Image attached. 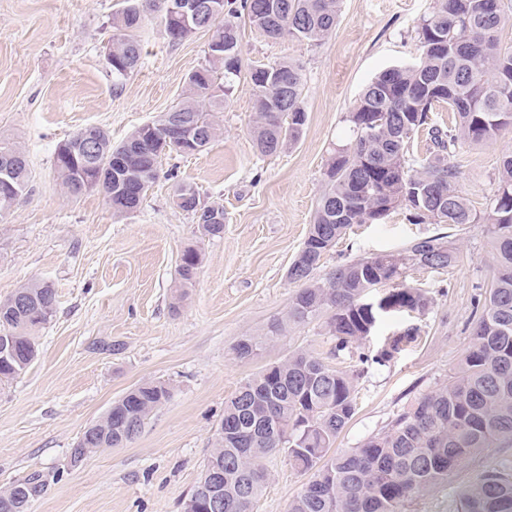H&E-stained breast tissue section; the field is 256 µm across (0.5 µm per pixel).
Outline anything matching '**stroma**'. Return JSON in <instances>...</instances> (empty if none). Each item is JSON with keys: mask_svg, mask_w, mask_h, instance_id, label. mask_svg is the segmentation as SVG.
Returning <instances> with one entry per match:
<instances>
[{"mask_svg": "<svg viewBox=\"0 0 512 512\" xmlns=\"http://www.w3.org/2000/svg\"><path fill=\"white\" fill-rule=\"evenodd\" d=\"M429 5L342 0L335 30L316 44L267 41L239 20L246 63L290 59L302 66L307 122L300 138L276 155L256 153L253 90L241 77L216 115L220 132L207 149L164 156L140 207L119 215L99 189L64 194L55 149L87 125L121 143L171 110L189 73L205 62L209 33L173 44L159 17L148 16L137 31L140 63L117 85L105 47L123 0H0V140L22 146L32 170L24 195L0 215V300L34 280L57 291L52 318L35 333L36 359L0 384V490L38 471L49 484L28 512H183L224 403L239 386L298 351L331 359L335 341L317 320L289 328L247 361L235 359L232 348L286 313L298 289L288 268L324 189L329 152L345 136V117L372 78L417 55V26ZM509 150L512 128L493 143L457 152L459 188L476 210L492 196L500 157ZM180 183L193 185L203 203L223 207V234L202 236L191 214L174 204ZM444 232L459 248L458 263L439 274L406 271L407 283L428 289L433 299L418 321V340L390 363H373L375 351L410 322L389 314L342 358L361 376L356 412L336 449L380 433L452 375L490 286V248L482 225L413 224L398 209L380 223L354 225L314 272L320 279L336 265L398 254L414 239ZM189 248L201 264L195 287L178 301L177 268ZM154 380L167 382L171 397L135 440L71 465L83 429L129 389ZM267 468L255 512H288L310 476L283 453ZM498 468L512 469V447L473 454L447 485L420 497L413 512H459L460 491Z\"/></svg>", "mask_w": 512, "mask_h": 512, "instance_id": "1", "label": "stroma"}]
</instances>
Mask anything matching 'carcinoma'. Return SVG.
<instances>
[{"instance_id":"obj_1","label":"carcinoma","mask_w":512,"mask_h":512,"mask_svg":"<svg viewBox=\"0 0 512 512\" xmlns=\"http://www.w3.org/2000/svg\"><path fill=\"white\" fill-rule=\"evenodd\" d=\"M167 0H126L112 18V41L106 53L112 78L125 79L141 58L133 34L147 13L161 17L172 43L191 35L167 16ZM214 16L207 30L224 42V53L207 56L188 76L189 93L171 111L139 127L125 141L112 144L106 130L95 127L96 149L83 151L88 127L65 139L55 152V171L64 193L76 198L85 182L100 176L105 198L117 204L133 195L145 198L159 175L164 151L181 152L182 133L171 121L177 115L197 129L198 146L215 138L214 111L233 91L242 73L239 27L224 21L238 14L229 0H211ZM341 0H241L254 30L272 41L319 43L336 28ZM512 27L502 0H431L417 27L419 55L379 73L363 89L346 116L348 136L328 161L325 189L312 224L288 275L302 288L287 312L262 336H245L233 347L239 360L256 355L263 343L290 326L314 320L335 341L334 355L350 351L369 336L378 319L368 306L371 290L393 283L380 298L394 311L425 315L432 306L428 291L403 280L408 265L437 272L459 259L455 242L438 234L413 241L402 254H383L337 265L321 280L312 273L323 256L355 224H377L402 208L414 224H448L460 228L483 224L491 246V286L473 327L470 345L448 381L397 414L388 428L351 450L330 452L355 412L357 371H340L320 357L300 352L248 378L225 402L215 448L184 512H210L199 502L209 488V474L224 473L219 512H254L267 481L265 461L285 452L291 465L313 478L293 499L289 512H410L426 492L448 483L453 472L483 448L512 447V151L502 154L497 189L486 209L475 211L458 189L453 162L466 145L495 141L512 128V44L499 33ZM248 77L253 87L251 135L262 156L294 144L306 122L302 67L292 61L258 64ZM447 106L454 127L429 125L430 113ZM431 146L423 156L410 152L422 131ZM178 208L191 214L204 236L224 232V208L201 203L195 188L180 184ZM199 254L182 253L177 299L194 287ZM53 286L34 281L0 301V343L18 344L19 359L0 362V381L24 372L37 356L33 332L53 316ZM420 336L406 327L373 357L384 365L400 345ZM169 386L148 381L112 403L89 424L71 452L83 456L131 443L145 420L170 398ZM43 475L33 472L0 492V512H27L26 492L42 495ZM460 512H512V473L492 471L460 493Z\"/></svg>"}]
</instances>
